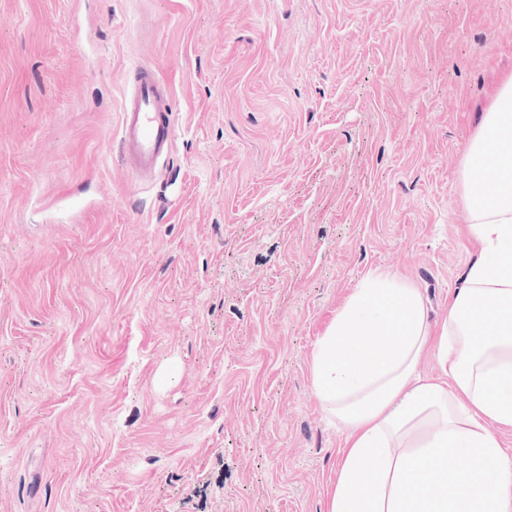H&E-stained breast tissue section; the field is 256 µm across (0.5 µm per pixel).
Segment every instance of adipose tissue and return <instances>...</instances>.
Segmentation results:
<instances>
[{
  "label": "adipose tissue",
  "instance_id": "ef3b65f1",
  "mask_svg": "<svg viewBox=\"0 0 512 512\" xmlns=\"http://www.w3.org/2000/svg\"><path fill=\"white\" fill-rule=\"evenodd\" d=\"M463 192L464 234L480 253L441 325L410 281L374 272L316 344L312 390L349 430L327 512H512V460L496 433L512 425V77L469 143ZM433 349L442 374L421 376Z\"/></svg>",
  "mask_w": 512,
  "mask_h": 512
}]
</instances>
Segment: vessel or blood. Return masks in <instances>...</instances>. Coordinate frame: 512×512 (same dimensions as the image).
<instances>
[{
  "instance_id": "b4317fda",
  "label": "vessel or blood",
  "mask_w": 512,
  "mask_h": 512,
  "mask_svg": "<svg viewBox=\"0 0 512 512\" xmlns=\"http://www.w3.org/2000/svg\"><path fill=\"white\" fill-rule=\"evenodd\" d=\"M134 87L123 101L118 138L125 165L142 176L158 172L175 134V104L154 69L133 65Z\"/></svg>"
}]
</instances>
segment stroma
I'll list each match as a JSON object with an SVG mask.
<instances>
[{
    "instance_id": "stroma-1",
    "label": "stroma",
    "mask_w": 512,
    "mask_h": 512,
    "mask_svg": "<svg viewBox=\"0 0 512 512\" xmlns=\"http://www.w3.org/2000/svg\"><path fill=\"white\" fill-rule=\"evenodd\" d=\"M511 76L512 0H0V512H325L312 352L374 271L447 318ZM134 87L124 97L118 138L125 165L141 176H152L170 150L175 134V104L154 69L137 63Z\"/></svg>"
}]
</instances>
